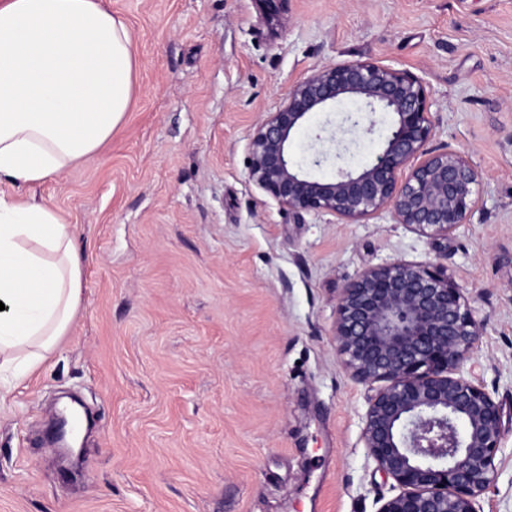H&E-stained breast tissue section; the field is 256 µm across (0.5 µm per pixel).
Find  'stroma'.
I'll return each instance as SVG.
<instances>
[{"instance_id": "35a3bbf8", "label": "stroma", "mask_w": 512, "mask_h": 512, "mask_svg": "<svg viewBox=\"0 0 512 512\" xmlns=\"http://www.w3.org/2000/svg\"><path fill=\"white\" fill-rule=\"evenodd\" d=\"M138 58L122 122L90 161L34 192L74 227L81 302L55 351L0 397V512H377L393 481L361 441L374 386L336 351L341 288L396 259L434 262L485 329L466 378L501 409L494 486L512 512V0H109ZM419 77L436 150L481 175L469 224L438 240L390 215L293 212L248 178L250 133L291 85L336 61ZM297 129L316 136L352 109ZM339 159L370 160L388 134ZM96 417L85 478L43 437L59 399Z\"/></svg>"}]
</instances>
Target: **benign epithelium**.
<instances>
[{
  "mask_svg": "<svg viewBox=\"0 0 512 512\" xmlns=\"http://www.w3.org/2000/svg\"><path fill=\"white\" fill-rule=\"evenodd\" d=\"M361 102L349 131L370 134L373 116L390 118L374 158L313 178L294 161L291 138L315 112ZM436 133L426 89L415 75L372 61L313 70L288 89L284 104L248 140V176L291 211L325 212L346 224L389 213L423 235L448 239L478 207L480 173L460 151L428 149ZM336 350L352 379L377 385L362 440L397 493L377 512H478L496 479L503 432L498 403L465 378L484 324L462 288L432 262L394 260L363 270L341 289Z\"/></svg>",
  "mask_w": 512,
  "mask_h": 512,
  "instance_id": "benign-epithelium-1",
  "label": "benign epithelium"
}]
</instances>
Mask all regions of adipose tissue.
<instances>
[{
    "label": "adipose tissue",
    "instance_id": "1",
    "mask_svg": "<svg viewBox=\"0 0 512 512\" xmlns=\"http://www.w3.org/2000/svg\"><path fill=\"white\" fill-rule=\"evenodd\" d=\"M137 58L107 0H0V181L26 190L92 159L128 110ZM82 268L52 207L0 195V380L70 328Z\"/></svg>",
    "mask_w": 512,
    "mask_h": 512
}]
</instances>
